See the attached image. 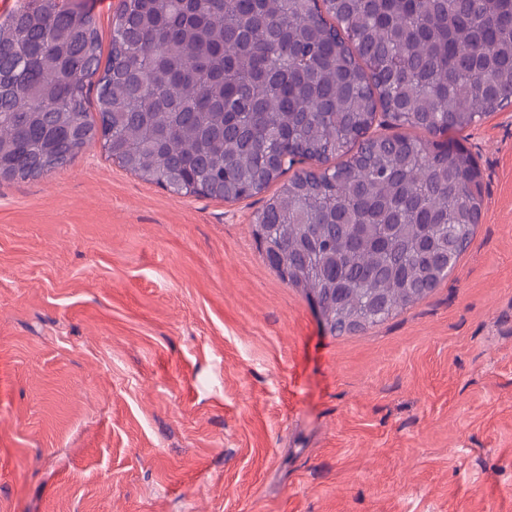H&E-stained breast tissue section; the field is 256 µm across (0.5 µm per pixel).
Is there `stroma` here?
Instances as JSON below:
<instances>
[{"label":"stroma","instance_id":"35a3bbf8","mask_svg":"<svg viewBox=\"0 0 512 512\" xmlns=\"http://www.w3.org/2000/svg\"><path fill=\"white\" fill-rule=\"evenodd\" d=\"M444 139L483 176L469 247L343 334L263 261L260 197L97 144L0 182V512H512V111Z\"/></svg>","mask_w":512,"mask_h":512}]
</instances>
